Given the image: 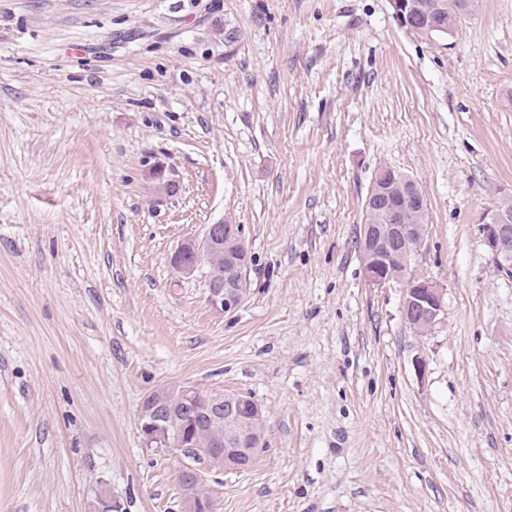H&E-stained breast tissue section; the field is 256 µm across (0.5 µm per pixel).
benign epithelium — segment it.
I'll list each match as a JSON object with an SVG mask.
<instances>
[{"mask_svg": "<svg viewBox=\"0 0 512 512\" xmlns=\"http://www.w3.org/2000/svg\"><path fill=\"white\" fill-rule=\"evenodd\" d=\"M397 25L412 35L428 28L440 3L422 5L417 0H389ZM145 180L157 195H172L176 181L161 167L150 169ZM366 208L387 215L386 224H366L362 248L376 263L364 270L366 280L382 287L393 279L404 280L403 313L415 330H428L444 312V290L436 282L409 273L412 258L425 236L424 225L409 224L406 211L384 191L375 190ZM484 245L497 272L512 276V211L498 208L480 225ZM171 267L184 276L206 266L207 299L219 315L236 312L248 296V251L238 224L206 225L200 237L184 238L169 256ZM138 428L147 448H163L188 459L179 473L187 492L185 512H215L208 497L193 506L188 493L201 486L203 475L194 466L202 460L211 470L244 469L264 446L260 407L243 393L218 387H161L147 394L138 410Z\"/></svg>", "mask_w": 512, "mask_h": 512, "instance_id": "7a95c632", "label": "benign epithelium"}]
</instances>
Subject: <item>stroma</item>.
Segmentation results:
<instances>
[{
    "mask_svg": "<svg viewBox=\"0 0 512 512\" xmlns=\"http://www.w3.org/2000/svg\"><path fill=\"white\" fill-rule=\"evenodd\" d=\"M384 167L425 198L423 336L362 272ZM507 200L512 0L434 41L388 0H0V512H185L137 416L186 385L264 415L250 467L203 473L216 512H512ZM221 221L251 258L224 316L168 263ZM145 180L151 187L152 191L157 195H173L178 185L175 180L165 176V170L161 167L150 169L145 174ZM502 207L512 209V201L502 203ZM502 207L481 224L480 232L497 272L512 276V211Z\"/></svg>",
    "mask_w": 512,
    "mask_h": 512,
    "instance_id": "1",
    "label": "stroma"
}]
</instances>
